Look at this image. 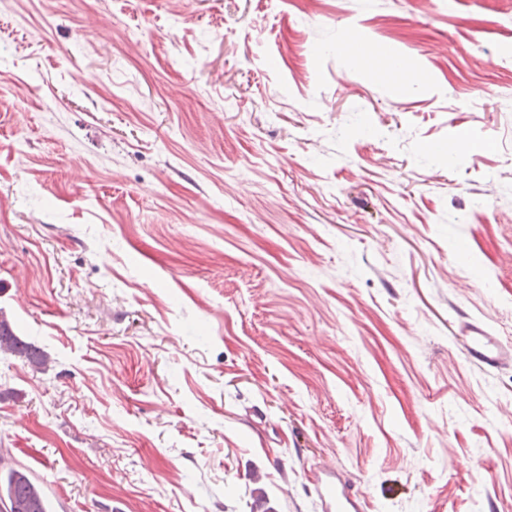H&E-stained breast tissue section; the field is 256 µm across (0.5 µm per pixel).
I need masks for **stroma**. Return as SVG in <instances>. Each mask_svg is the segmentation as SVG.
<instances>
[{
	"label": "stroma",
	"mask_w": 512,
	"mask_h": 512,
	"mask_svg": "<svg viewBox=\"0 0 512 512\" xmlns=\"http://www.w3.org/2000/svg\"><path fill=\"white\" fill-rule=\"evenodd\" d=\"M510 49L512 0H0V315L52 360L0 355V468L52 512H321L319 462L512 512V367L457 339L512 344ZM463 353L467 360L484 371L497 370L512 363V345L502 342L485 327L468 323L464 326Z\"/></svg>",
	"instance_id": "1"
}]
</instances>
